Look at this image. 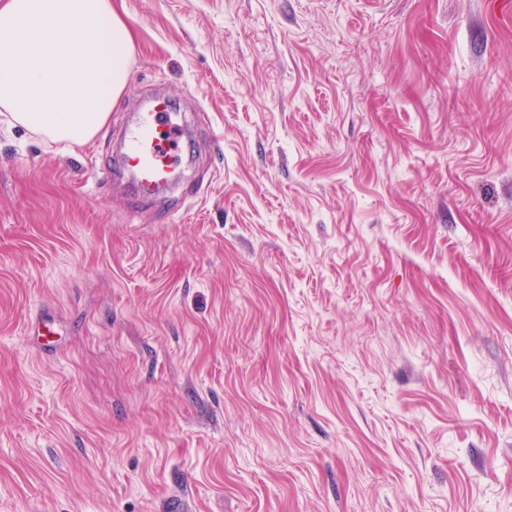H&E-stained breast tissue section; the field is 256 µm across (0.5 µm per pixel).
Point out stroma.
Listing matches in <instances>:
<instances>
[{"label": "stroma", "mask_w": 512, "mask_h": 512, "mask_svg": "<svg viewBox=\"0 0 512 512\" xmlns=\"http://www.w3.org/2000/svg\"><path fill=\"white\" fill-rule=\"evenodd\" d=\"M123 7L91 141L0 125V512H512V0ZM172 114L165 98L148 100L134 123L121 133L118 164L112 170L102 168L100 180L107 183L127 174L145 197H154L170 187L178 176L175 164L184 138V126Z\"/></svg>", "instance_id": "1"}]
</instances>
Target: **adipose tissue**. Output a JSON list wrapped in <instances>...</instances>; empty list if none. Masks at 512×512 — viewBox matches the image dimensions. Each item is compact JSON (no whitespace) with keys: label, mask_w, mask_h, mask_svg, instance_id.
I'll return each instance as SVG.
<instances>
[{"label":"adipose tissue","mask_w":512,"mask_h":512,"mask_svg":"<svg viewBox=\"0 0 512 512\" xmlns=\"http://www.w3.org/2000/svg\"><path fill=\"white\" fill-rule=\"evenodd\" d=\"M133 49L112 0H0V115L49 144L86 143L124 92Z\"/></svg>","instance_id":"adipose-tissue-1"}]
</instances>
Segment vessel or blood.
I'll use <instances>...</instances> for the list:
<instances>
[{"instance_id":"b4317fda","label":"vessel or blood","mask_w":512,"mask_h":512,"mask_svg":"<svg viewBox=\"0 0 512 512\" xmlns=\"http://www.w3.org/2000/svg\"><path fill=\"white\" fill-rule=\"evenodd\" d=\"M183 136L184 126L173 119L167 101L148 100L134 123L122 131L120 159L113 168L100 170L101 181L107 183L125 174L143 196H156L177 179Z\"/></svg>"}]
</instances>
